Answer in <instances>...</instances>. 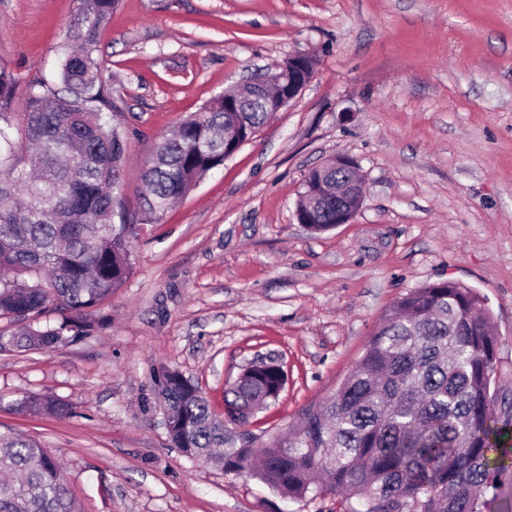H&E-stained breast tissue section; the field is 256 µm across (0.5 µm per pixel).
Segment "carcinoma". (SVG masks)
<instances>
[{
    "label": "carcinoma",
    "mask_w": 512,
    "mask_h": 512,
    "mask_svg": "<svg viewBox=\"0 0 512 512\" xmlns=\"http://www.w3.org/2000/svg\"><path fill=\"white\" fill-rule=\"evenodd\" d=\"M119 0H79L58 47L56 80L40 78L13 111L16 83L0 68V340L18 351L73 344L107 325L102 314L130 271V243L158 224L210 170L224 164V131L249 141L270 116L260 100L224 111L216 96L157 143L141 176L140 217L121 208L126 135L101 79L99 35ZM352 178L323 165L306 182ZM120 223H115V216ZM313 231L332 226L307 212ZM57 313L54 325L41 318ZM498 337L480 300L454 281L411 290L384 316L350 374L300 427L252 447L226 423L275 400L278 371L248 374L231 390L240 416L222 422L198 387L162 368L152 381L173 417L171 441L188 456L223 449L224 469L253 470L293 499L338 494L347 512H482L481 493L512 477V406L491 390ZM17 408L66 418L72 408L31 395ZM0 512H79L58 460L36 441L0 435Z\"/></svg>",
    "instance_id": "1"
}]
</instances>
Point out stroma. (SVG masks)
Returning a JSON list of instances; mask_svg holds the SVG:
<instances>
[{"label": "stroma", "instance_id": "stroma-1", "mask_svg": "<svg viewBox=\"0 0 512 512\" xmlns=\"http://www.w3.org/2000/svg\"><path fill=\"white\" fill-rule=\"evenodd\" d=\"M77 0H0V67L18 92L53 78ZM102 78L127 134L123 209L160 138L228 88L309 55L313 76L223 166L131 242L110 325L49 351H0V433L61 461L82 512H345L292 500L186 456L150 374L182 373L223 414L269 355L279 398L244 429L256 446L329 399L411 289L472 288L499 337L494 387L512 399V0H120ZM364 177L351 223L313 233L296 205L335 156ZM27 394L66 419L16 411ZM17 408L36 414H48L53 417L66 418L73 414L72 408L52 396L31 395L16 404Z\"/></svg>", "mask_w": 512, "mask_h": 512}]
</instances>
